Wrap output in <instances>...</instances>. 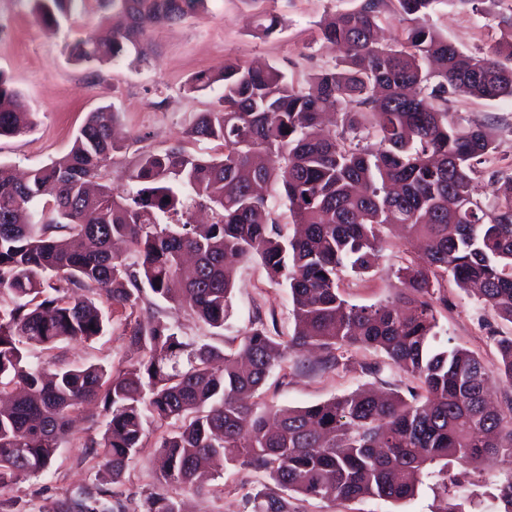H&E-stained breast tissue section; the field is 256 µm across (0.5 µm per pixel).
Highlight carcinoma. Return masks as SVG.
I'll return each mask as SVG.
<instances>
[{"label": "carcinoma", "instance_id": "1", "mask_svg": "<svg viewBox=\"0 0 512 512\" xmlns=\"http://www.w3.org/2000/svg\"><path fill=\"white\" fill-rule=\"evenodd\" d=\"M77 0H36L53 26ZM389 0H361L319 23L339 51L333 68L296 86L277 67L225 63L189 82L196 93L221 83L218 105L187 129L219 141L221 157L181 147L143 154L132 191L101 182L112 155V113H91L63 157L24 181L0 165V487L51 465L71 428L70 413L99 399L109 414L92 450L122 477L150 422H179L158 451L159 487L133 512H182L166 493L192 486L202 461L224 457L263 470L272 488L243 495L248 512H295L296 495L332 503L415 496L422 478H448V465L504 466L490 495L512 512V403L509 417L490 405L497 380L512 387V336H493L497 371L458 347L436 350V287L450 275L477 302L512 323V172L482 200L475 182L496 149L481 126L448 119V96L512 97V17L485 51L466 54L431 23L446 0H395L410 22L403 42L382 45L378 20ZM112 35L70 47L77 62H107L137 47L144 16L160 24L206 11L207 0H102ZM32 112L0 73V137L31 129ZM281 188L296 232L272 217L264 190ZM53 202L52 215L40 206ZM395 224L422 243L424 261L396 270V298L357 306L339 292V274L373 270L383 229ZM258 258L285 283L294 334L278 339L257 316L239 350L182 339L150 315L128 324L144 352L138 370L89 364L47 372L28 347L89 341L104 333L96 304L135 308L145 294L187 308L224 329L234 288L226 260ZM365 346L417 378L404 396L362 392L301 408L258 410L255 398L294 349L323 352ZM53 512H128L115 493L83 485Z\"/></svg>", "mask_w": 512, "mask_h": 512}]
</instances>
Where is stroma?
Here are the masks:
<instances>
[{"instance_id": "stroma-1", "label": "stroma", "mask_w": 512, "mask_h": 512, "mask_svg": "<svg viewBox=\"0 0 512 512\" xmlns=\"http://www.w3.org/2000/svg\"><path fill=\"white\" fill-rule=\"evenodd\" d=\"M359 4L360 0H208L204 14L173 25L146 24L141 54H129L118 62L78 64L69 56V45L106 29L97 0H87L53 28L41 22L35 0H0V73L23 95L36 122L29 133L0 137V165L25 172L63 156L89 113L102 106L114 112L115 130L127 143L126 150L116 153L105 170L106 182L116 190L126 189L140 154L178 144L197 157L221 155L219 142L197 141L186 134L194 116L214 107L219 92L190 94L187 82L201 71L238 62L270 64L283 70L294 84L307 85L315 73L333 66L337 56L336 48L318 36L320 20ZM269 13L278 15L282 26L266 36L258 25ZM510 15L512 0H496L486 13L444 0L431 21L449 43L463 52L476 53L494 43L500 19ZM448 113L453 120L482 125L492 133L496 150L482 165L479 190L483 196H493L496 186L488 180V173L512 169V98L488 101L452 95ZM385 239L374 272L363 278L342 274L339 289L350 303L384 304L394 299L395 272L415 254L398 235L389 233ZM235 283L229 317L217 334L187 309L149 294L136 312L158 315L186 341L221 348L238 347L242 331L257 315L280 336L291 335L289 291L271 277L260 260L239 263ZM442 285L448 303L438 306L436 313L441 340L474 352L489 370H496L498 352L491 336L511 335L512 323L482 308L452 277H445ZM102 308L109 322L101 336L87 342H60L50 348L30 346L31 362L44 369L88 364L115 371L132 369L139 354L128 339L127 313L107 301ZM344 357L345 367L326 371L314 355L291 353L287 373L276 370L269 376L265 403L305 407L365 388L404 393L417 385L416 379L395 368L375 349L353 347ZM366 364L376 366V373L363 372ZM73 417L74 428L49 469L0 488V500L16 502L19 512H51L56 500L82 485L109 482L119 497L134 500L156 486L158 446L172 430V423L149 427L142 448L116 482L103 456L87 447L104 433L107 413L84 404L75 409ZM270 483L263 471L223 466L209 480L205 494L177 484L168 486L167 492L183 502L185 512H244V490ZM295 505L297 512H442L444 501L434 480L428 479L414 498L403 501L363 499L331 504L302 496Z\"/></svg>"}]
</instances>
